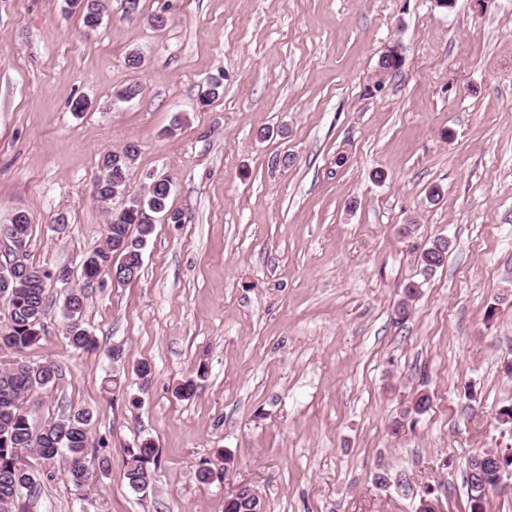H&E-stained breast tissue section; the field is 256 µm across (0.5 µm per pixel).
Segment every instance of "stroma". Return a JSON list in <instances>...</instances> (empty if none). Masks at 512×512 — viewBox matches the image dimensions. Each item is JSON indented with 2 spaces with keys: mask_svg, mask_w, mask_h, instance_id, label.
I'll use <instances>...</instances> for the list:
<instances>
[{
  "mask_svg": "<svg viewBox=\"0 0 512 512\" xmlns=\"http://www.w3.org/2000/svg\"><path fill=\"white\" fill-rule=\"evenodd\" d=\"M131 143V194L168 179L183 221L156 222L138 278L89 289L96 349L69 348L47 286L46 334L20 358L62 376L33 422L88 408L111 469L80 491L57 476L31 512H224L241 483L266 512H415L425 495L469 512L468 458L512 448V0H106L94 29L63 0H0V224L28 216L30 261L77 270L102 244L123 203L103 208L94 179ZM439 237L447 261L422 275ZM147 440L143 496L123 458ZM221 450L226 477L200 483Z\"/></svg>",
  "mask_w": 512,
  "mask_h": 512,
  "instance_id": "obj_1",
  "label": "stroma"
}]
</instances>
